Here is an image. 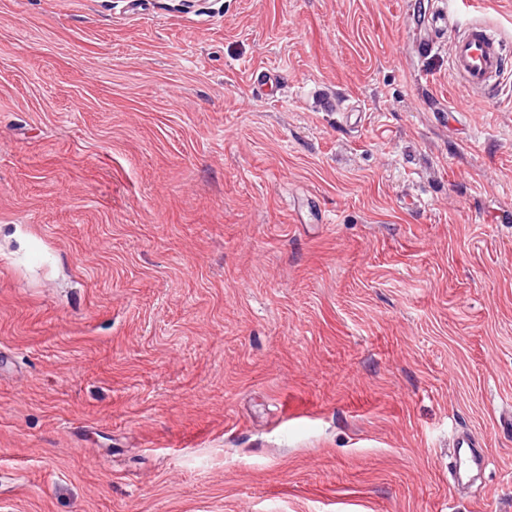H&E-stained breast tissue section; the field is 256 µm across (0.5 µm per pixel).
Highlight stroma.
<instances>
[{"instance_id":"stroma-1","label":"stroma","mask_w":512,"mask_h":512,"mask_svg":"<svg viewBox=\"0 0 512 512\" xmlns=\"http://www.w3.org/2000/svg\"><path fill=\"white\" fill-rule=\"evenodd\" d=\"M442 2L0 0V512H512V78ZM430 29L435 35L450 33L452 69L477 102L498 90L505 73L506 42L494 26L477 19L461 26L453 11L441 8L433 12ZM455 448H468L460 453L458 450V467L457 473L459 477L466 474L469 469L473 466L481 467L484 464V460L477 456L471 448H476L475 441L467 436L461 437L457 440Z\"/></svg>"}]
</instances>
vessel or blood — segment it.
<instances>
[{
    "label": "vessel or blood",
    "instance_id": "vessel-or-blood-1",
    "mask_svg": "<svg viewBox=\"0 0 512 512\" xmlns=\"http://www.w3.org/2000/svg\"><path fill=\"white\" fill-rule=\"evenodd\" d=\"M430 29L435 34L450 35L452 69L473 92L476 101H483L498 90L505 73L506 43L494 26L476 19L458 24L453 11L441 8L433 12ZM456 445L460 449L458 474L483 466V459L473 451V439L461 437Z\"/></svg>",
    "mask_w": 512,
    "mask_h": 512
}]
</instances>
